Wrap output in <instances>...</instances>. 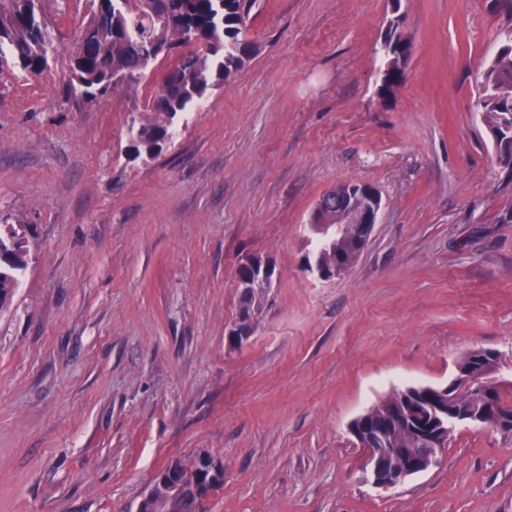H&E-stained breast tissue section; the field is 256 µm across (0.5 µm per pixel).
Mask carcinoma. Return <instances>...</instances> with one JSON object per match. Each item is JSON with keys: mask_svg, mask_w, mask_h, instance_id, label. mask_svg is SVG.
I'll list each match as a JSON object with an SVG mask.
<instances>
[{"mask_svg": "<svg viewBox=\"0 0 512 512\" xmlns=\"http://www.w3.org/2000/svg\"><path fill=\"white\" fill-rule=\"evenodd\" d=\"M41 0H0V71L17 69L39 74L49 64V49L54 43L50 27L39 5ZM91 18L67 50L71 83L68 95L90 103L108 91L137 82L156 61L153 51L161 44L188 51L177 58L151 93L145 111L155 115L152 122L131 130L127 153L133 158L153 155L173 135L177 114L200 101L213 86L212 78L227 80L236 75L256 52L255 46L241 37L242 25L255 0H92ZM400 16L390 20L384 46L391 58L384 73L387 89L403 78L402 63L407 45L399 32ZM479 112L490 132L501 163L512 169V24L498 32V49L481 75ZM361 244L348 230L338 236L333 248H321L316 259L321 268L346 271L359 256ZM0 249L8 259L0 265V295H12L19 277L26 270L29 250L14 225L0 231ZM263 282L253 283L247 304L240 309L257 312L263 305ZM486 362L500 363L497 354L474 350L458 362L460 372L478 374ZM502 417L488 422L512 432V384L495 392ZM434 404L429 392H397L372 408L369 425L388 434L390 448H428L420 438L406 410ZM163 507L171 512H198L193 496L169 497Z\"/></svg>", "mask_w": 512, "mask_h": 512, "instance_id": "1", "label": "carcinoma"}]
</instances>
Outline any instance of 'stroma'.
<instances>
[{
  "instance_id": "1",
  "label": "stroma",
  "mask_w": 512,
  "mask_h": 512,
  "mask_svg": "<svg viewBox=\"0 0 512 512\" xmlns=\"http://www.w3.org/2000/svg\"><path fill=\"white\" fill-rule=\"evenodd\" d=\"M55 45L89 0H43ZM403 78L379 92L394 15ZM512 16L497 0H256L258 50L126 154L168 61L89 104L54 55L0 75V217L30 261L0 313V512H136L170 460L224 465L209 512H512V433L457 426L396 489L364 481L351 422L465 352L512 360V172L477 78ZM378 189L340 277L304 269L319 197ZM277 279L232 346L239 260Z\"/></svg>"
}]
</instances>
